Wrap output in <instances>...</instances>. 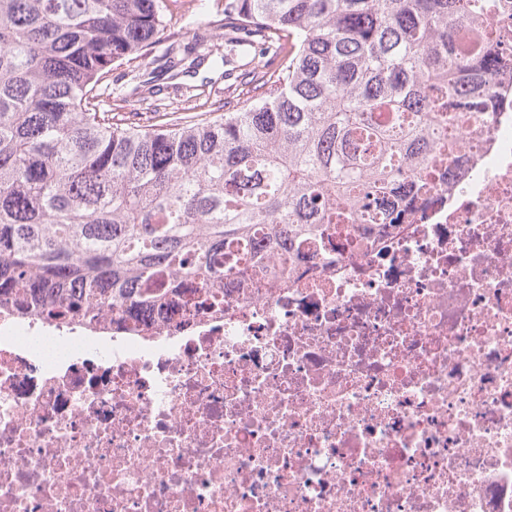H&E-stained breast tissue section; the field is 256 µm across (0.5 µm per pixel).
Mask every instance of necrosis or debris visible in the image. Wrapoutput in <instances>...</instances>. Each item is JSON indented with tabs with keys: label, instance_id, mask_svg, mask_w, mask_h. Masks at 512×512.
Here are the masks:
<instances>
[{
	"label": "necrosis or debris",
	"instance_id": "necrosis-or-debris-1",
	"mask_svg": "<svg viewBox=\"0 0 512 512\" xmlns=\"http://www.w3.org/2000/svg\"><path fill=\"white\" fill-rule=\"evenodd\" d=\"M424 177L189 319L1 312L0 512H512V108Z\"/></svg>",
	"mask_w": 512,
	"mask_h": 512
}]
</instances>
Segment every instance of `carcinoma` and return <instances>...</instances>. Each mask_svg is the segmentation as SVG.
Instances as JSON below:
<instances>
[{"mask_svg":"<svg viewBox=\"0 0 512 512\" xmlns=\"http://www.w3.org/2000/svg\"><path fill=\"white\" fill-rule=\"evenodd\" d=\"M259 48L254 98L149 124L100 104L112 67L168 39L174 11ZM512 0H0V308L88 327L159 310L288 254L325 251L329 202L409 188L451 154L434 131L486 118L512 46L482 20ZM168 44L143 80L195 67Z\"/></svg>","mask_w":512,"mask_h":512,"instance_id":"obj_1","label":"carcinoma"}]
</instances>
